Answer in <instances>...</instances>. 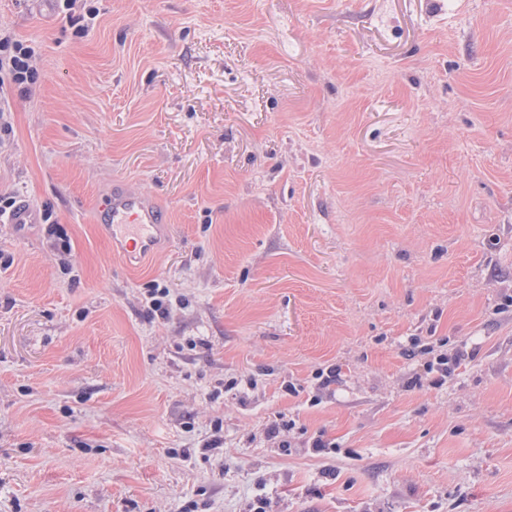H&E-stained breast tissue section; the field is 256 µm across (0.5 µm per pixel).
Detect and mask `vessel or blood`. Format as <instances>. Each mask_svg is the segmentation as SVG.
Here are the masks:
<instances>
[{
    "instance_id": "obj_1",
    "label": "vessel or blood",
    "mask_w": 512,
    "mask_h": 512,
    "mask_svg": "<svg viewBox=\"0 0 512 512\" xmlns=\"http://www.w3.org/2000/svg\"><path fill=\"white\" fill-rule=\"evenodd\" d=\"M99 221L121 253L135 258L150 252L166 229L164 214L148 198L119 186L106 196Z\"/></svg>"
}]
</instances>
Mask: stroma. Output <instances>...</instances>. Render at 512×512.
<instances>
[{"mask_svg":"<svg viewBox=\"0 0 512 512\" xmlns=\"http://www.w3.org/2000/svg\"><path fill=\"white\" fill-rule=\"evenodd\" d=\"M93 4L0 0V512H512V0ZM39 77L35 50L0 30V130H9L11 108L4 87L14 86L28 92ZM3 93V97H2ZM99 221L121 253L135 258L150 252L166 229L164 214L148 198L116 185L100 206Z\"/></svg>","mask_w":512,"mask_h":512,"instance_id":"1","label":"stroma"}]
</instances>
